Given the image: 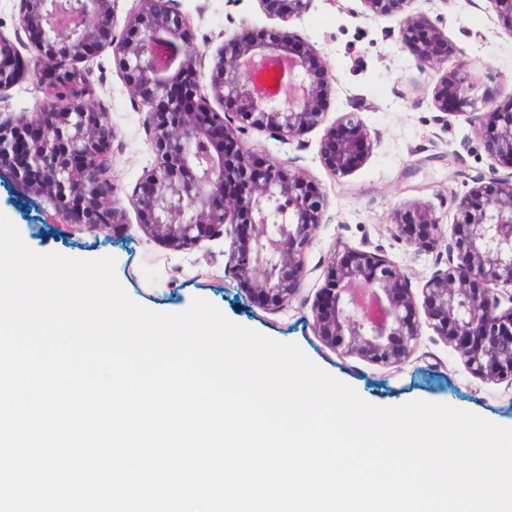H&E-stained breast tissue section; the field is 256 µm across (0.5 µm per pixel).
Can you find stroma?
I'll return each mask as SVG.
<instances>
[{
	"label": "stroma",
	"mask_w": 512,
	"mask_h": 512,
	"mask_svg": "<svg viewBox=\"0 0 512 512\" xmlns=\"http://www.w3.org/2000/svg\"><path fill=\"white\" fill-rule=\"evenodd\" d=\"M172 6L190 16L198 44L210 54L241 24L258 30L281 25L257 0H173ZM407 10L425 14L447 36L449 49L463 51L490 87L503 95L512 93V31L490 0H410ZM290 28L321 51L333 78L326 124L341 113H358L371 132L373 151L361 167L335 177L317 157L323 126L310 130L299 145L280 142L264 130L250 131L247 140L253 148L268 149L273 157L303 169L325 193L327 222L308 250L309 265L327 266L335 244L343 243L398 265L409 276L414 296H421L426 281L445 266L446 244L425 249L406 245L389 230L392 211L423 205L443 231H450L457 203L470 189L464 175L488 173L493 160L465 116L441 119L432 103L435 79L417 69L400 37L399 16H366L361 0H312L302 20ZM81 67L114 130L110 177L126 208L125 226L118 232L70 230L47 198L0 169V212L30 248L85 259L113 256L119 282L138 305L180 313L193 298L206 299L229 320L296 344L368 402L444 403L512 427V385L474 378L428 323H421L418 345L400 366L347 356L316 336L310 307L302 301L279 311L251 303L224 274L228 245L223 237L174 250L146 235L130 206L139 179L154 162L145 114L135 108L115 71L111 48H101Z\"/></svg>",
	"instance_id": "1"
}]
</instances>
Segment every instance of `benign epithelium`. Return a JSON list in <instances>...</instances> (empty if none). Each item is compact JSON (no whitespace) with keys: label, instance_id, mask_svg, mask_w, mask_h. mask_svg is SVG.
Returning a JSON list of instances; mask_svg holds the SVG:
<instances>
[{"label":"benign epithelium","instance_id":"benign-epithelium-1","mask_svg":"<svg viewBox=\"0 0 512 512\" xmlns=\"http://www.w3.org/2000/svg\"><path fill=\"white\" fill-rule=\"evenodd\" d=\"M284 22L302 19L312 0H258ZM15 40L0 34L1 92L26 68L15 42L28 41L38 60L61 63L81 90L67 94L35 79L42 97L33 111L0 118V166L36 193L53 199L71 223L108 231L124 222L109 176L112 124L94 100L79 67L103 46L122 81L146 112L155 151L131 200L138 224L175 250L217 236L229 240L225 272L257 306L280 309L309 287L317 336L346 355L383 366L406 362L419 342L418 311L408 276L395 264L358 248L334 251L323 273L307 265L312 240L325 221L320 188L300 169L271 156L258 157L245 136L267 130L282 143L301 141L323 123L332 77L318 49L301 35L276 29L262 38L247 25L222 41L210 74L198 68L204 51L189 18L169 0H133L123 25L114 0H81L77 24L60 20L52 0H16ZM376 16L401 13L409 0H362ZM402 31L425 30L414 47L421 70L440 71L448 61L443 32L420 15L406 14ZM456 111L483 141L495 164L512 170V94L501 98L470 68L453 62ZM184 88L198 110L178 112L174 89ZM61 100L49 113L42 102ZM433 105L448 114V76L437 79ZM215 101L222 111L211 109ZM369 129L344 112L320 142L318 157L335 175L358 168L373 150ZM452 224L447 267L422 288L428 324L475 378L512 383V175L471 177ZM390 231L407 245L427 248L439 224L427 208L396 209ZM509 307H503V304Z\"/></svg>","mask_w":512,"mask_h":512}]
</instances>
